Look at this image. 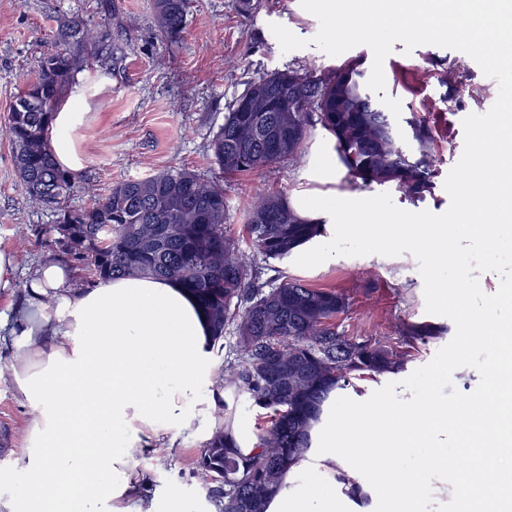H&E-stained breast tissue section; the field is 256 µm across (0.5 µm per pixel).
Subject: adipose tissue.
I'll return each instance as SVG.
<instances>
[{
	"label": "adipose tissue",
	"instance_id": "obj_1",
	"mask_svg": "<svg viewBox=\"0 0 512 512\" xmlns=\"http://www.w3.org/2000/svg\"><path fill=\"white\" fill-rule=\"evenodd\" d=\"M83 118L69 102L52 120L50 149L72 172L82 167L71 133ZM48 295L61 312L47 313ZM16 322L10 386L32 416L15 465L20 479L0 492V512H183L181 494L153 487L142 464L192 423L211 334L197 299L175 280L136 275L75 291L65 269L48 263ZM500 411L491 395L456 412L439 403L364 408L342 431L322 416L313 447L266 512H337L340 501L352 512H416L432 474L448 467L447 451L420 440ZM395 448L416 449L412 467L398 463ZM459 458L466 512H481L485 468L467 453Z\"/></svg>",
	"mask_w": 512,
	"mask_h": 512
}]
</instances>
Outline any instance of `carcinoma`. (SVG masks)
Instances as JSON below:
<instances>
[{
    "label": "carcinoma",
    "mask_w": 512,
    "mask_h": 512,
    "mask_svg": "<svg viewBox=\"0 0 512 512\" xmlns=\"http://www.w3.org/2000/svg\"><path fill=\"white\" fill-rule=\"evenodd\" d=\"M188 0H154L161 34L178 38ZM55 50L41 58L35 79L18 92L7 133L12 161L26 192L60 209L46 233L100 281L144 275L174 278L200 302L211 325V346L224 349L233 327L234 356L213 379L212 391L242 397L267 425L245 454L232 417L203 444L195 476L216 512H265L284 474L312 448L313 431L332 393L364 374L395 373L404 362L393 351L338 332L349 301L336 289L311 288L270 265L321 235L322 223L300 214L281 192L250 204L244 230L253 253L227 231L222 180L173 168L114 184L91 206L62 208L76 190L70 172L49 148L54 112L88 59L93 44L78 17H63L52 32ZM334 141L338 160L365 185H393L418 201L434 189V133L412 114L397 119L372 95L356 62L332 73L288 66L246 85L213 133L210 150L222 174L234 176L302 157L314 124ZM261 256L265 266L256 262ZM275 275L265 279L264 271ZM401 334L427 341L443 328L406 323Z\"/></svg>",
    "instance_id": "1"
}]
</instances>
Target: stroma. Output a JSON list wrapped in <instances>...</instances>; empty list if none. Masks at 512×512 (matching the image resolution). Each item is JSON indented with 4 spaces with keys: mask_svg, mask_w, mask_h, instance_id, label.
<instances>
[{
    "mask_svg": "<svg viewBox=\"0 0 512 512\" xmlns=\"http://www.w3.org/2000/svg\"><path fill=\"white\" fill-rule=\"evenodd\" d=\"M251 11H240L237 0H189L186 22L178 42L168 43L154 20V0H0V249L16 258V286L0 293V315L14 318L25 306L29 285L41 266L68 265L71 284L91 288L97 283L91 269L69 265L67 257L45 230L56 222L55 207L30 197L12 165V146L2 136L16 94L30 79L40 57L53 47L51 33L61 17L76 16L95 31L107 33L118 48L105 66L91 64L77 73L68 93L80 96L85 121L74 134L83 167L74 175L79 189L67 205L76 209L91 204L115 182L137 179L170 167L186 166L204 177L217 175L209 143L224 121L229 103L247 81L295 63L323 73L349 62L371 70L373 53L359 45L332 57L313 45L318 19L305 11L300 0H253ZM280 24L306 39L308 47L282 52L271 24ZM456 81L446 86L444 71ZM386 93L400 100L402 115L426 117L434 129L437 185L432 195L414 201L398 189L389 191L394 204L410 212L444 213L450 197L443 184L464 149L462 122L470 114L486 113L498 91L495 80L463 52L422 45L405 53L403 43L393 45L384 61ZM332 137L314 126L305 156L296 163L260 168L224 178L231 234L241 235L244 214L254 193L281 191L291 203L331 191L337 197L374 196L379 185L353 181L337 167L331 184L319 181L325 159L335 158ZM285 276L314 288L344 292L350 302L336 325L346 336L379 341L404 354L406 365L395 374L369 375L346 388L345 397L363 402L388 383L397 395L410 399L402 382L429 363L447 345L454 323L425 310L424 282L414 256L337 257L334 263L301 268L293 259L279 264ZM426 321L445 333L425 342L405 343L397 332L404 322ZM13 338L0 331V482L14 476L15 462L24 451L28 409L12 394L7 367ZM210 380H203L196 419L175 438L173 449L153 463L155 486L179 487L186 512H204L206 492L194 475L202 444L215 427L218 403Z\"/></svg>",
    "mask_w": 512,
    "mask_h": 512,
    "instance_id": "stroma-1",
    "label": "stroma"
}]
</instances>
